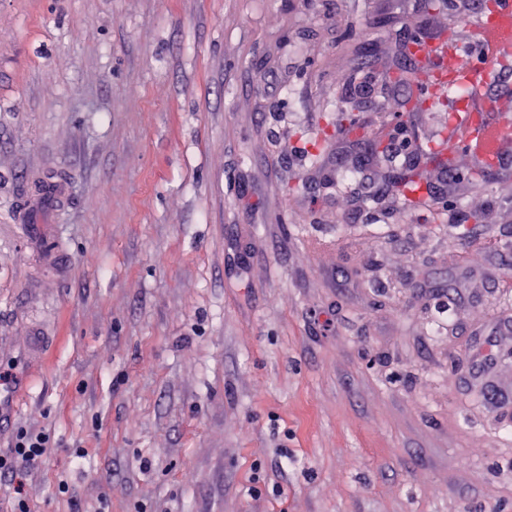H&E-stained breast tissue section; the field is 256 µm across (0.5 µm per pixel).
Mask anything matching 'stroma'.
<instances>
[{
    "mask_svg": "<svg viewBox=\"0 0 512 512\" xmlns=\"http://www.w3.org/2000/svg\"><path fill=\"white\" fill-rule=\"evenodd\" d=\"M433 3L0 0V453L49 434L30 512H512V174L472 186L456 150L411 211L353 198L365 145L307 156L418 26L474 47Z\"/></svg>",
    "mask_w": 512,
    "mask_h": 512,
    "instance_id": "obj_1",
    "label": "stroma"
}]
</instances>
